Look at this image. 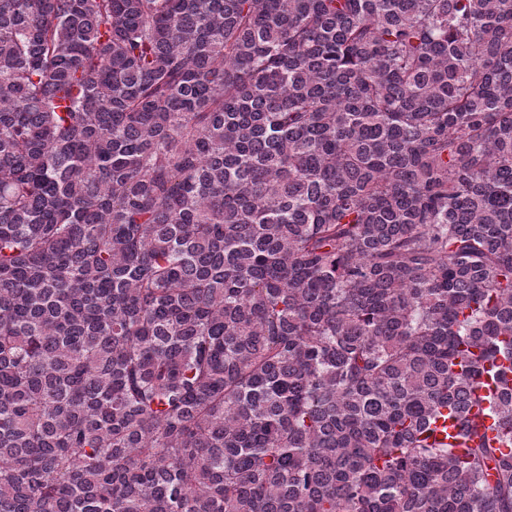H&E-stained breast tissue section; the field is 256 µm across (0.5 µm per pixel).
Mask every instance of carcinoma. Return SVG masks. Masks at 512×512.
<instances>
[{"label":"carcinoma","mask_w":512,"mask_h":512,"mask_svg":"<svg viewBox=\"0 0 512 512\" xmlns=\"http://www.w3.org/2000/svg\"><path fill=\"white\" fill-rule=\"evenodd\" d=\"M0 512H512V0H0Z\"/></svg>","instance_id":"cac0c4a2"}]
</instances>
